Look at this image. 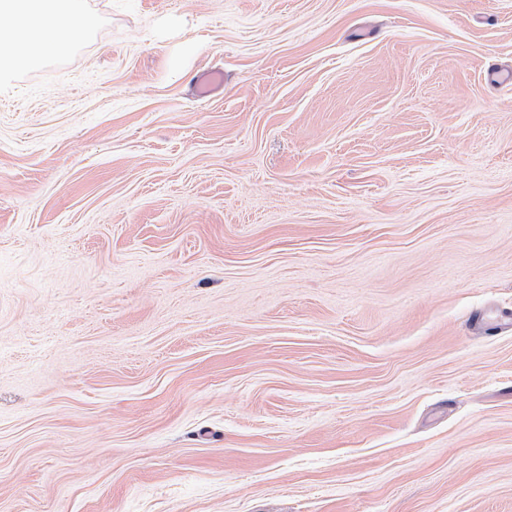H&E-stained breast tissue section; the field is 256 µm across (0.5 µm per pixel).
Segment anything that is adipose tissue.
<instances>
[{
    "instance_id": "adipose-tissue-1",
    "label": "adipose tissue",
    "mask_w": 512,
    "mask_h": 512,
    "mask_svg": "<svg viewBox=\"0 0 512 512\" xmlns=\"http://www.w3.org/2000/svg\"><path fill=\"white\" fill-rule=\"evenodd\" d=\"M0 61L16 70L64 54L94 32L97 17L85 0H0Z\"/></svg>"
}]
</instances>
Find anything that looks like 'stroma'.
<instances>
[{"label": "stroma", "instance_id": "stroma-1", "mask_svg": "<svg viewBox=\"0 0 512 512\" xmlns=\"http://www.w3.org/2000/svg\"><path fill=\"white\" fill-rule=\"evenodd\" d=\"M86 3L0 82V512H512V0ZM224 71L207 68L200 70L192 81L194 93L199 98H208L216 93L224 92Z\"/></svg>", "mask_w": 512, "mask_h": 512}]
</instances>
